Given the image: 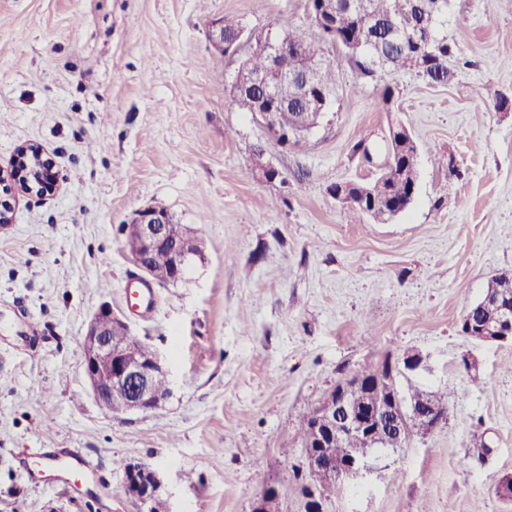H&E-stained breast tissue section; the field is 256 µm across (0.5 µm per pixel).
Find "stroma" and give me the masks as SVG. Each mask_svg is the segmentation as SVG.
<instances>
[{"label": "stroma", "instance_id": "stroma-1", "mask_svg": "<svg viewBox=\"0 0 512 512\" xmlns=\"http://www.w3.org/2000/svg\"><path fill=\"white\" fill-rule=\"evenodd\" d=\"M227 14L315 34L304 0H0V167L34 143L56 173L0 231V512H139L121 491L134 459L161 470L170 512H250L265 485L279 512H303L302 417L338 380L409 354L421 365L398 388L454 385L448 420L374 450L325 512H512L497 493L512 476V345L460 331L512 269V12L450 0L451 80L402 73L387 112L379 83L341 63L300 149L225 89L234 66L208 27ZM397 125L418 147L414 200L350 223L330 189L372 180L353 147L384 154ZM259 147L276 179L253 171ZM147 206L195 230L203 255L134 308L122 226ZM103 304L168 358L162 409L95 400L81 343ZM31 448L92 468L24 466Z\"/></svg>", "mask_w": 512, "mask_h": 512}]
</instances>
